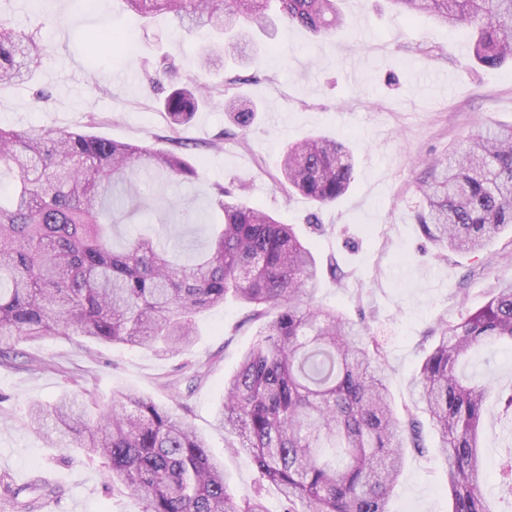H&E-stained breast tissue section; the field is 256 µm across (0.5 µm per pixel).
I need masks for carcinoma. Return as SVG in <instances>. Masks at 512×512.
<instances>
[{"instance_id": "carcinoma-1", "label": "carcinoma", "mask_w": 512, "mask_h": 512, "mask_svg": "<svg viewBox=\"0 0 512 512\" xmlns=\"http://www.w3.org/2000/svg\"><path fill=\"white\" fill-rule=\"evenodd\" d=\"M339 0H125L135 16L169 14L190 32L207 29L206 72L258 55L250 28L300 26L331 35L345 23ZM408 19L428 14L471 36L472 59L512 61V0H390ZM46 46L36 34L0 23V85L23 83ZM215 85L173 87L162 100L173 133L206 105ZM246 135L260 113L227 101ZM153 169L188 180L195 167L169 151L65 128L0 127V366L15 365L16 345L46 336L179 355L193 345L196 317L232 295L260 323L237 370L224 380V432L242 440L258 483L237 492L224 464L186 416L165 403L118 391L100 406L83 387L30 410L32 426L99 461L112 489L143 503L142 512H266L265 483L278 487L287 512H388L405 450L426 452L423 423L398 415L386 384L383 346L367 327L317 301L323 269L312 249L237 192L215 187L206 251L171 254L146 234L114 245L117 229L140 209L132 172ZM419 185L417 222L442 256L476 253L512 225V125H488L452 158L436 159ZM355 163L328 136L287 146L279 184L319 207L353 186ZM438 336L412 380L440 437L451 512H496L512 503V445L487 472L481 436L490 397L512 430V389L468 379L460 363L478 347H512V279ZM56 489L37 483L10 491L13 512H38Z\"/></svg>"}]
</instances>
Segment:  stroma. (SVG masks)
<instances>
[{
    "mask_svg": "<svg viewBox=\"0 0 512 512\" xmlns=\"http://www.w3.org/2000/svg\"><path fill=\"white\" fill-rule=\"evenodd\" d=\"M341 8L345 23L333 35L317 39L294 27L270 40L255 65L225 66L231 91L264 106L248 135L231 124L226 97L218 94L174 136L153 84L169 88L200 76L206 31L186 33L163 15L141 24L122 0H97L92 11L74 0H0V19L38 32L47 46L32 81L0 86V127L81 130L182 155L197 169L192 182L140 170L134 178L146 207L140 224L156 223L158 198L176 204L181 221L163 232L183 252L205 243L203 222L212 216L215 185L245 187L254 204L294 225L321 264L335 267L318 300L364 320L382 343L387 385L401 413L411 404V381L439 319L460 321L498 281L512 278V231L475 254L443 258L415 221L425 160L459 151L483 124H512V64H474L467 35L425 15L407 21L389 0H341ZM103 32L134 36V49L106 41L95 57L84 56L88 37ZM316 134L342 141L356 161L352 189L322 208L288 196L276 182L287 143ZM248 314L234 300L202 312L192 348L179 356L112 345L89 353L60 337L20 342L23 355L49 368L33 375L0 366V480L21 486L39 479L61 487L41 512H142L135 496L113 492L99 462L51 447L31 427L32 403L52 402L70 389L59 374L64 368L101 403L117 391L161 402L177 396L237 491H250L258 479L252 459L229 448L218 421L224 379L257 332ZM197 360L210 361L211 370L193 386ZM462 370L510 387L512 348L478 349ZM424 440L425 453L405 455L389 512L449 510L445 461L432 426H425Z\"/></svg>",
    "mask_w": 512,
    "mask_h": 512,
    "instance_id": "35a3bbf8",
    "label": "stroma"
}]
</instances>
